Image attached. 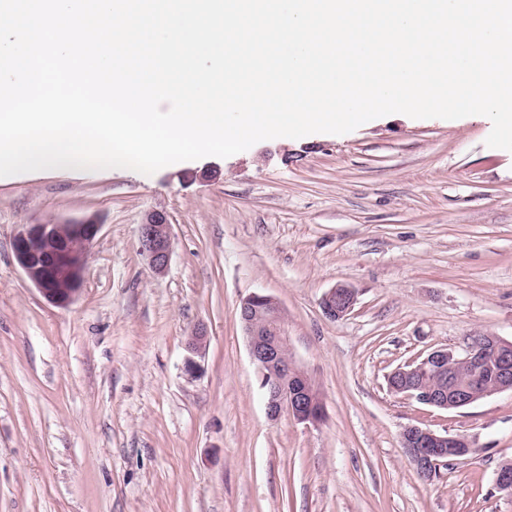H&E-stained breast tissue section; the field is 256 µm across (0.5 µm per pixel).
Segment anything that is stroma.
Returning <instances> with one entry per match:
<instances>
[{
  "instance_id": "obj_1",
  "label": "stroma",
  "mask_w": 512,
  "mask_h": 512,
  "mask_svg": "<svg viewBox=\"0 0 512 512\" xmlns=\"http://www.w3.org/2000/svg\"><path fill=\"white\" fill-rule=\"evenodd\" d=\"M491 128L396 113L151 175L0 179V512H512L494 485L512 459V392L444 411L386 383L432 348L512 340V152L486 146ZM151 211L172 224L162 275L138 251ZM83 218L101 230L58 306L13 240ZM340 283L357 302L333 321L320 301ZM252 293L282 304L322 424L268 418L238 318ZM408 425L478 451L423 481Z\"/></svg>"
}]
</instances>
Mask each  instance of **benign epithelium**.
<instances>
[{
	"label": "benign epithelium",
	"instance_id": "obj_1",
	"mask_svg": "<svg viewBox=\"0 0 512 512\" xmlns=\"http://www.w3.org/2000/svg\"><path fill=\"white\" fill-rule=\"evenodd\" d=\"M99 230L100 224L93 218L25 224L13 242L16 262L49 302L65 306L80 291L88 248ZM138 250L153 273L166 272L172 257V224L166 213L153 211L146 215L139 225ZM56 276L64 281L63 287L54 285ZM355 302L353 289L338 284L325 293L321 309L327 318L339 320L352 311ZM239 320L268 417L276 419L285 413L305 425L322 422V400L307 374L295 367L288 355V336L279 300L272 295L251 293L240 304ZM206 340V330L199 325L189 336L187 348L198 355ZM428 369L437 374L431 388L417 382L418 375ZM394 373L403 380L399 393L438 409L464 408L486 397L512 391V341L486 334L480 347L472 343L461 350L438 347ZM401 443L426 481L433 479L440 466L447 463L448 449H475L474 442L464 434L440 433L416 425L404 428ZM495 485L512 496V469L507 464L497 468Z\"/></svg>",
	"mask_w": 512,
	"mask_h": 512
}]
</instances>
